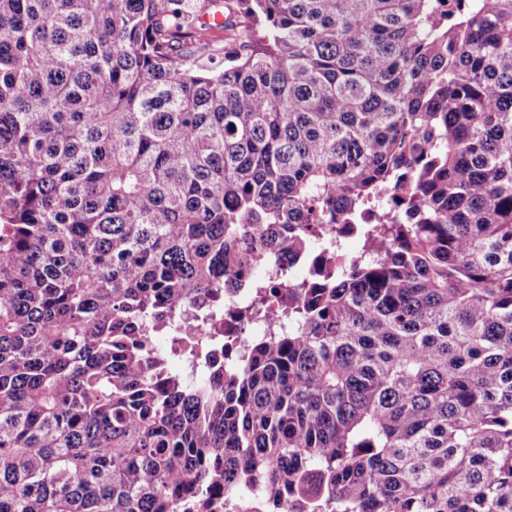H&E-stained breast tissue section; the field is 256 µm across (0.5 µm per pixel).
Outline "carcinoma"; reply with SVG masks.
Masks as SVG:
<instances>
[{
  "label": "carcinoma",
  "mask_w": 512,
  "mask_h": 512,
  "mask_svg": "<svg viewBox=\"0 0 512 512\" xmlns=\"http://www.w3.org/2000/svg\"><path fill=\"white\" fill-rule=\"evenodd\" d=\"M395 181L379 257L318 249ZM301 254L287 333L193 386L152 349ZM196 485L512 512V0H0V512Z\"/></svg>",
  "instance_id": "obj_1"
}]
</instances>
